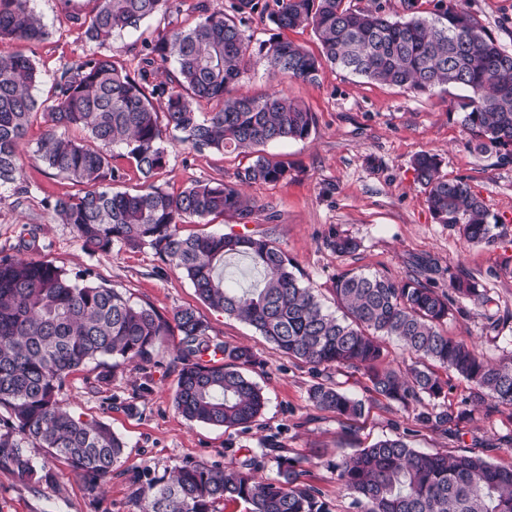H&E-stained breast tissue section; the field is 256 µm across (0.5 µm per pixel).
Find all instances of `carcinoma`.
<instances>
[{"label": "carcinoma", "mask_w": 512, "mask_h": 512, "mask_svg": "<svg viewBox=\"0 0 512 512\" xmlns=\"http://www.w3.org/2000/svg\"><path fill=\"white\" fill-rule=\"evenodd\" d=\"M168 0H99L81 22L87 40L104 44L166 10ZM394 19L381 0L353 8L346 0H228L222 10L196 4L188 28L155 29L141 39L142 67L132 76L108 55L92 57L55 77L48 96L35 90L44 75L29 57L0 53V187L25 194L18 152L29 127L44 124L36 155L56 175L81 185L43 207L72 226L84 250L109 255L117 246L150 250L180 271L199 299L253 327L289 357L317 371L336 366L363 372L369 399L407 407L424 396L439 399L443 368L473 383L470 402L512 409V359L494 365L449 336L456 299L479 294L474 281L454 279L439 292L417 276L397 280L351 272L336 276L338 318L305 284L272 230L184 234L186 223L209 224L226 214L244 220L256 212L277 214L248 198L241 185L288 177V162L266 151L272 143L304 140L315 118L282 90L260 97L234 96L238 81L262 61L273 74L313 82L323 65L383 84L430 94L455 85L470 91L460 104L461 123L474 150L512 147V53L454 0H437L431 16L418 0H400ZM267 19L278 33L258 45L245 34L253 18ZM309 27L319 41L314 53L282 36ZM49 35L30 0H0V42L40 43ZM170 65L167 80L149 84L155 64ZM210 105L199 111L201 102ZM72 127L97 143L68 134ZM250 159L237 180L197 181L170 192L155 183L167 167L170 148ZM135 164L139 189L119 191L123 179L113 148ZM438 155L422 152L413 169L440 224L461 226L471 245L492 246L497 225L464 180L441 174ZM40 227L23 225L20 246L36 251ZM338 255L359 242L340 232L327 239ZM250 259L262 278L253 288L224 280V260ZM177 335L171 365L178 371L174 404L190 423L249 429L265 398L247 374L257 363L248 347H230L212 337L192 307L164 315L138 304L89 270L69 273L45 260L0 255V470L34 492L55 485V475L36 465L32 448L63 459L88 491L112 479L125 443L104 422L73 416L59 399L68 376L112 359L140 365L153 360L167 337ZM395 337L416 359L406 373L383 366L382 339ZM309 400L321 411L360 418L365 400L349 396L330 379L311 385ZM467 410L421 415L446 433ZM255 460L231 466L186 460L171 475L127 474L133 512H219L226 501H243L248 512H331L321 492L305 484L301 461L278 458L279 479L258 481ZM340 489L353 496L357 512H512V466L479 454L448 456L420 452L399 437L379 440L333 464Z\"/></svg>", "instance_id": "carcinoma-1"}]
</instances>
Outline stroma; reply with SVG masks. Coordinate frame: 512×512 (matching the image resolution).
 Instances as JSON below:
<instances>
[{"mask_svg":"<svg viewBox=\"0 0 512 512\" xmlns=\"http://www.w3.org/2000/svg\"><path fill=\"white\" fill-rule=\"evenodd\" d=\"M30 5L46 24L48 37L36 45L20 40L0 43L1 53L31 56L48 79L100 54L114 57L130 72L138 71L137 32L101 45L86 40L75 24V17H88L96 9V0H31ZM463 7L512 53V0H464ZM274 90L284 91L313 112L315 127L307 139L269 145V152L287 161L288 179L250 183L244 191L272 206L278 219L270 223L256 213L244 223L252 229H273L304 282L315 288L331 312L336 309L335 278L343 271L402 279L417 262L429 260L433 266L428 276L436 290H448L454 277L474 279L478 295L460 298V310L450 316L446 330L490 363L511 360L512 156L467 149L469 134L460 123L465 90L450 86L418 95L328 65L309 82L271 75L259 65L234 92L257 96ZM42 132V123L31 125L19 152L27 195L0 187V250L16 244L23 225L39 224L43 234L36 258L74 273L92 270L133 301L149 303L166 315L180 307L195 308L225 344L252 347L264 359V369L254 372L253 378L267 405L247 431L187 422L174 406L177 372L169 365L166 347L154 364L113 368L110 382L101 384L96 394L87 386L95 381L98 368H80L69 376L60 399L75 416L105 422L123 439L126 448L118 472L92 494L63 460L39 450L37 464L57 475L58 486L43 487L36 494L0 471V512H131L132 489L125 470L145 468L161 476L184 460L228 466L249 452L256 458L258 475L271 479L278 475L277 456L301 458L306 482L321 491L331 512H355L351 497L339 489L330 460L399 435L423 452H475L512 464L510 411L476 408L472 419L459 424L452 435L421 422V415L433 409L426 399L406 408L384 400L370 402L360 418H337L310 402L308 390L315 377L307 365L274 350L250 326L204 305L190 282L151 251L86 253L73 228L54 221L42 206L45 195L66 197L79 191L78 185L54 175L37 157ZM423 151L439 155L442 174L463 179L484 202L491 220L498 223L495 245L466 244L457 228L433 218L411 165ZM247 164V158L234 153L197 152L177 145L156 183L178 192L198 181L228 182ZM244 223L227 215L208 229L236 231ZM337 231L356 238L359 249L343 256L333 253L327 239ZM272 437L278 447H267Z\"/></svg>","mask_w":512,"mask_h":512,"instance_id":"1","label":"stroma"}]
</instances>
